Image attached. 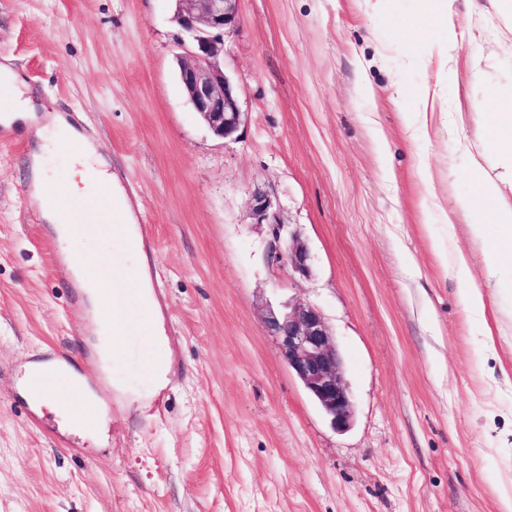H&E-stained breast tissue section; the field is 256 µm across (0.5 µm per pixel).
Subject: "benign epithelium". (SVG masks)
<instances>
[{"label": "benign epithelium", "mask_w": 512, "mask_h": 512, "mask_svg": "<svg viewBox=\"0 0 512 512\" xmlns=\"http://www.w3.org/2000/svg\"><path fill=\"white\" fill-rule=\"evenodd\" d=\"M175 21L190 38L184 54L178 56L179 79L194 111L212 133L223 139L238 131L244 121L235 90L224 73V32L239 24V0H175ZM269 203L257 197L253 212L269 220L275 238L282 224L268 217ZM285 259L299 275L310 274L307 246L294 240L286 247ZM280 338V352L288 368L312 399L343 429L350 424L353 404L345 380L342 357L336 339L317 308L295 302L281 316L270 317Z\"/></svg>", "instance_id": "obj_1"}]
</instances>
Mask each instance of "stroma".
Segmentation results:
<instances>
[{"label":"stroma","mask_w":512,"mask_h":512,"mask_svg":"<svg viewBox=\"0 0 512 512\" xmlns=\"http://www.w3.org/2000/svg\"><path fill=\"white\" fill-rule=\"evenodd\" d=\"M173 0H0V63L63 111L108 160L147 271L121 256L111 202L71 193L72 149L44 158L49 201L84 225L78 247L104 274L115 258L150 275L169 383L154 391L141 342L105 358L93 314L63 279L61 249L31 193L33 133L0 135V512H507L512 504V290L487 280L489 212L474 186L488 91L512 113V20L495 0H456L464 37L415 27L421 0H240L221 64L244 121L216 137L177 78L187 37ZM428 93L427 128L405 125ZM432 184H424L421 167ZM264 195L304 242L311 273L275 258ZM449 242L438 253L436 242ZM464 258L485 296L463 306ZM315 306L333 331L354 402L335 429L267 325ZM80 353L72 388L56 354ZM68 404L77 431L23 398L26 373ZM456 275L460 280L467 282L471 292L465 299V307L469 315L479 318L482 317L485 310L483 296L479 286L473 281L470 270L464 261H459L456 266ZM28 392L37 396V404L45 406L53 412L60 410L61 406H65L68 410L73 424L81 429L87 430L88 428L95 427L100 422L101 414L97 407L91 400H86L83 405L82 413L76 412L73 408H69L68 405L62 404L56 396L51 393L42 391L34 387L31 382L29 383ZM93 415V424L89 422L87 415Z\"/></svg>","instance_id":"1"}]
</instances>
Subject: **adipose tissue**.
Listing matches in <instances>:
<instances>
[{"instance_id":"1","label":"adipose tissue","mask_w":512,"mask_h":512,"mask_svg":"<svg viewBox=\"0 0 512 512\" xmlns=\"http://www.w3.org/2000/svg\"><path fill=\"white\" fill-rule=\"evenodd\" d=\"M0 80L4 81L14 91V98L0 115V123L10 126L16 122L27 124L43 123L50 130L55 141L74 144L75 152L67 173L68 182L73 192H81L94 187L109 197L112 214L119 221H126L129 215V204L115 181L104 156L99 153L93 143L83 141L81 135L57 113L38 116L37 106L31 95L29 86L9 67L0 68ZM497 102L495 92H487L486 103L491 110L485 118L489 122L491 132L485 139L482 153L492 163L502 170V177L512 180V122H505L502 113L496 112ZM477 180L472 195L459 199L458 206L468 209L474 206H485L490 211V223L496 224L499 236L488 255L487 274L492 278H500V257L512 258V207L498 205L501 188L497 179L492 178L483 169H476ZM501 177V178H502ZM43 218L51 224L52 231L59 243L64 244L65 251L70 254L82 272L81 279L86 303L96 312L103 314L104 310L112 312V359L120 361L129 350L132 333L140 328L132 319L127 305V290L120 277H113L111 283H104L101 278L92 276L89 272L88 257L74 246V239L69 226V219L64 208L53 205L43 206ZM136 302L140 312L149 316L144 328L145 341L150 349V358L146 371L154 380L155 389H163L168 383L170 363L166 353L167 337L158 305L150 288L148 280H141L136 294Z\"/></svg>"}]
</instances>
